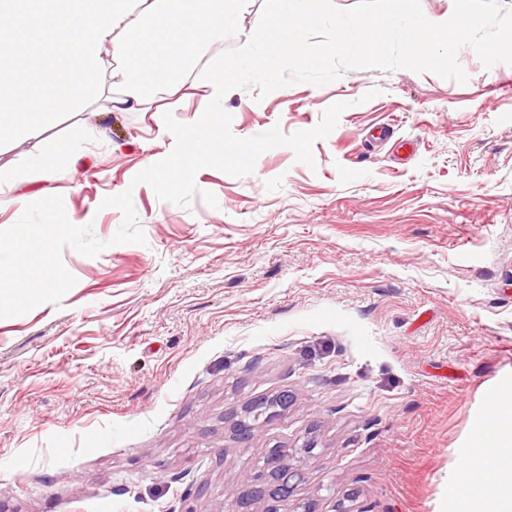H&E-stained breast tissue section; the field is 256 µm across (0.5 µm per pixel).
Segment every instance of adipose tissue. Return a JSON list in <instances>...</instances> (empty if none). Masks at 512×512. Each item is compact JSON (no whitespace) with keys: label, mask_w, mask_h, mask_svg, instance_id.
Listing matches in <instances>:
<instances>
[{"label":"adipose tissue","mask_w":512,"mask_h":512,"mask_svg":"<svg viewBox=\"0 0 512 512\" xmlns=\"http://www.w3.org/2000/svg\"><path fill=\"white\" fill-rule=\"evenodd\" d=\"M246 0H0V139L47 128L96 90L101 51L118 64L115 112L141 110L145 91L178 85L200 48ZM487 401L480 454L463 459L448 495L459 512H512V392Z\"/></svg>","instance_id":"ef3b65f1"}]
</instances>
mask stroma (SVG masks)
Returning a JSON list of instances; mask_svg holds the SVG:
<instances>
[{"instance_id":"1","label":"stroma","mask_w":512,"mask_h":512,"mask_svg":"<svg viewBox=\"0 0 512 512\" xmlns=\"http://www.w3.org/2000/svg\"><path fill=\"white\" fill-rule=\"evenodd\" d=\"M263 0L237 12L201 64L244 44ZM466 83L406 69H354L259 96L224 97L241 138L315 127L314 166L272 148L236 178L200 169L217 207L160 201L134 176L173 148L212 98L189 71L144 110L110 111L111 50L98 92L59 115L70 172H37L41 140L0 142V229L61 195L72 224L110 239L105 197L132 190L146 245L87 258L60 304L0 318V512H201L244 488L272 446L314 438L318 459L281 512H456L448 481L489 389H512V65L461 48ZM374 98H367V91ZM411 140L397 159L369 138ZM289 392L251 444L230 426L249 401Z\"/></svg>"}]
</instances>
